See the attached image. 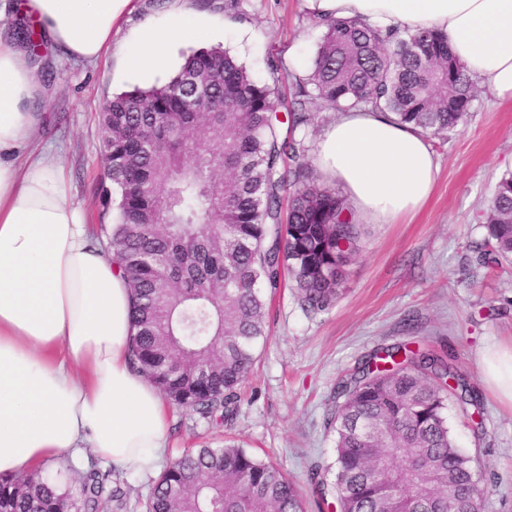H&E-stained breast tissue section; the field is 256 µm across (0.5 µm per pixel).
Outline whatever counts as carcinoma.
I'll return each instance as SVG.
<instances>
[{
  "label": "carcinoma",
  "mask_w": 512,
  "mask_h": 512,
  "mask_svg": "<svg viewBox=\"0 0 512 512\" xmlns=\"http://www.w3.org/2000/svg\"><path fill=\"white\" fill-rule=\"evenodd\" d=\"M308 74L257 79L220 47L188 55L164 83L134 88L99 113L105 177L115 186L107 251L134 295L133 360L162 396L210 421L231 422L239 387L267 339L264 289L287 280L301 307L331 308L361 225L344 197L313 183L296 133L317 111L393 113L433 136L453 131L477 88L434 29L414 33L360 19L320 18ZM39 61L44 36L18 27ZM284 112L285 119L279 118ZM289 192L288 211L281 198ZM486 250L478 263L512 262V172L497 182L483 214ZM400 347L380 348L334 390V490L311 476L318 509L336 512H448V484L460 510L479 512L472 458L460 451L445 416L448 380L461 405L479 408L465 377L442 357L407 352L396 371L371 370ZM59 477L0 475V512H115L127 507L121 483L107 487L96 464ZM145 512H306L276 466L240 445L186 451L158 476Z\"/></svg>",
  "instance_id": "1"
}]
</instances>
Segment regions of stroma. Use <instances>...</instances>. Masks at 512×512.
<instances>
[{"label": "stroma", "mask_w": 512, "mask_h": 512, "mask_svg": "<svg viewBox=\"0 0 512 512\" xmlns=\"http://www.w3.org/2000/svg\"><path fill=\"white\" fill-rule=\"evenodd\" d=\"M232 12L193 8L210 26L207 46L235 53L255 77H270V61L294 56L306 75L319 30L301 0H238ZM169 4L133 0L112 33L108 54L92 64L50 60L55 77L42 101L45 121L36 140L60 157L70 198L90 226L110 223L112 185L104 181L98 115L114 94L167 80V73H130L121 46L146 24L165 22ZM429 142L439 162L436 189L409 224H366L360 252L345 269L340 296L324 313L305 312L291 288L268 295L269 338L239 390L229 424L208 423L169 406L166 461L186 449L232 438L274 463L309 496L308 474L319 468L334 482L336 433L329 424L336 384L376 349L419 347L452 357L479 392L481 419L456 397L448 426L456 446L473 460L484 491L482 512H512V407L483 380L478 351L512 342V263L489 269L476 262L486 230L480 216L501 176L512 171V104L480 94L463 124Z\"/></svg>", "instance_id": "1"}]
</instances>
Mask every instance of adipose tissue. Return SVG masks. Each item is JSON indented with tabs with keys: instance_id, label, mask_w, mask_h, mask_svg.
I'll use <instances>...</instances> for the list:
<instances>
[{
	"instance_id": "ef3b65f1",
	"label": "adipose tissue",
	"mask_w": 512,
	"mask_h": 512,
	"mask_svg": "<svg viewBox=\"0 0 512 512\" xmlns=\"http://www.w3.org/2000/svg\"><path fill=\"white\" fill-rule=\"evenodd\" d=\"M132 0H0V17L36 21L54 54L94 63ZM312 17L358 18L448 37L465 73L512 101V0H301ZM207 27L180 5L121 51L131 71L166 70L172 50ZM43 72L0 34V474L18 476L85 452L120 469L153 472L168 442L158 389L132 366L126 276L93 241L68 195L59 158L37 145ZM357 220L396 224L429 201L439 163L426 134L389 112L342 113L316 147ZM485 383L512 403V345L481 354Z\"/></svg>"
}]
</instances>
